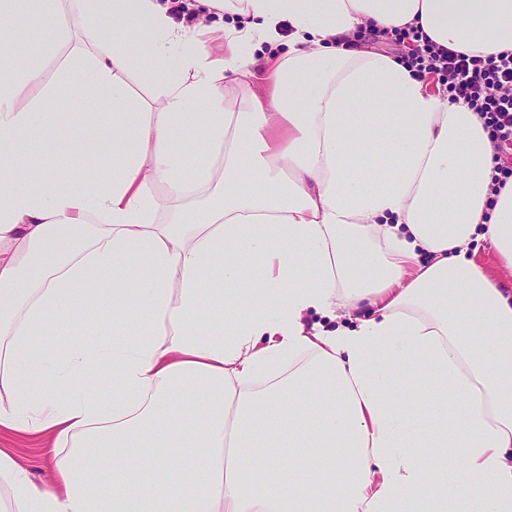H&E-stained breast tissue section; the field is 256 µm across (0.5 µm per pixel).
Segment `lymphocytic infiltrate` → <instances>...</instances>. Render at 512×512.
Here are the masks:
<instances>
[{
	"label": "lymphocytic infiltrate",
	"instance_id": "f902f5d3",
	"mask_svg": "<svg viewBox=\"0 0 512 512\" xmlns=\"http://www.w3.org/2000/svg\"><path fill=\"white\" fill-rule=\"evenodd\" d=\"M397 41H411L415 48L408 56L418 76L440 75L448 98L479 112L485 119L489 139L498 153L490 186L489 203L512 179V53L470 56L421 42L418 30L397 31Z\"/></svg>",
	"mask_w": 512,
	"mask_h": 512
}]
</instances>
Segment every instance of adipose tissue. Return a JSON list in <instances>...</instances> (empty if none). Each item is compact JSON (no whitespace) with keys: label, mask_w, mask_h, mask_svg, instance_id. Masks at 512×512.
Instances as JSON below:
<instances>
[{"label":"adipose tissue","mask_w":512,"mask_h":512,"mask_svg":"<svg viewBox=\"0 0 512 512\" xmlns=\"http://www.w3.org/2000/svg\"><path fill=\"white\" fill-rule=\"evenodd\" d=\"M196 2L241 21L0 0V433L70 445L41 482L0 448V512H512V289L477 260L512 268V182L488 206L479 114L358 42L512 53V0ZM63 16L81 46L45 84L14 21L40 43ZM71 97L111 126L47 118ZM48 144L113 161L34 177ZM395 346L428 406L394 405L373 354ZM120 449L136 466L95 464ZM17 37L12 45L14 61L18 67H27L31 53L42 52L39 47L30 43L28 23L24 19H18L16 23Z\"/></svg>","instance_id":"1"}]
</instances>
